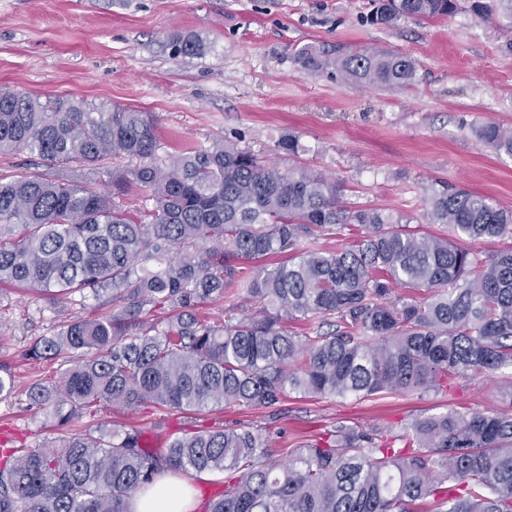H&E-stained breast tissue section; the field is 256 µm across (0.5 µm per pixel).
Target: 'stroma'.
Wrapping results in <instances>:
<instances>
[{
    "mask_svg": "<svg viewBox=\"0 0 512 512\" xmlns=\"http://www.w3.org/2000/svg\"><path fill=\"white\" fill-rule=\"evenodd\" d=\"M374 8V0H0V90L135 107L154 115L165 152L223 137L282 171L335 179L344 205L399 212L440 237L450 228L424 216L425 193L436 183L512 209V158L472 134L486 122L512 126L506 20L480 22L462 6L448 17L385 26L371 23ZM177 34L194 35L205 52L174 55ZM306 46L330 59L371 47L401 53L416 61V79L389 88L341 79L332 66L308 72L297 60ZM287 131L300 140L298 155L275 150ZM111 309L103 298L54 302L27 288H0V366L16 380L14 394L0 400V442L35 448L134 427L162 449L188 429L245 428L262 433L268 452L286 461L305 437L340 424L386 428L450 410H504L498 390L512 379L506 369L423 395L291 393L273 412L108 407L52 427L29 405L28 386L43 369L25 354L68 322Z\"/></svg>",
    "mask_w": 512,
    "mask_h": 512,
    "instance_id": "stroma-1",
    "label": "stroma"
}]
</instances>
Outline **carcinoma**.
<instances>
[{
  "mask_svg": "<svg viewBox=\"0 0 512 512\" xmlns=\"http://www.w3.org/2000/svg\"><path fill=\"white\" fill-rule=\"evenodd\" d=\"M458 0H379L372 22L432 20ZM472 15L512 20V0H469ZM174 52L199 55L192 36ZM301 67L407 87L412 58L370 48L330 60L310 47ZM157 122L123 105L74 103L0 91V153L26 151L42 171L0 177V284L50 299L109 295L107 317L73 320L27 352L75 359L51 382L28 387L55 427L107 405L161 404L178 412L224 405L274 410L288 393L374 396L448 390V382L512 368V248L481 259L470 248L411 229L412 218L351 211L319 173L284 172L220 138L158 158ZM475 137L512 157V127L485 123ZM277 149L299 152L287 132ZM136 160L133 167L106 159ZM105 177V191L59 168ZM137 186L145 205L121 200ZM430 224L463 240L512 239V210L465 189L428 194ZM351 240L305 249L317 237ZM256 305L224 320L202 306L236 289ZM403 288L406 293L395 294ZM169 308L163 328L145 308ZM332 330L301 336L295 322ZM509 410H452L382 430L339 425L281 462L249 429L193 431L164 452L137 429L78 435L37 448H0V512H132L135 494L164 473L225 472L205 512H512V380Z\"/></svg>",
  "mask_w": 512,
  "mask_h": 512,
  "instance_id": "carcinoma-1",
  "label": "carcinoma"
}]
</instances>
